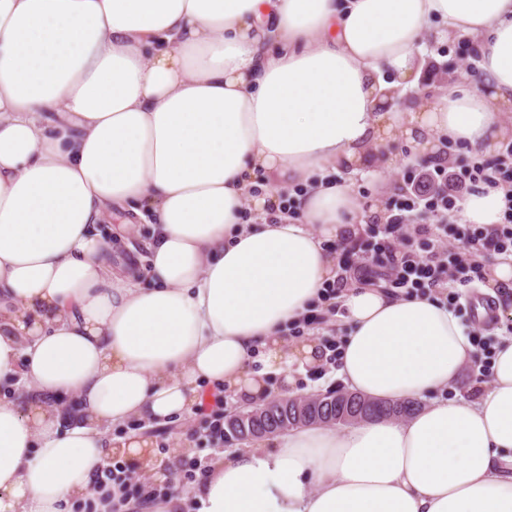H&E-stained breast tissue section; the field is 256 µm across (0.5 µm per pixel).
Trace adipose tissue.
Masks as SVG:
<instances>
[{"label":"adipose tissue","mask_w":512,"mask_h":512,"mask_svg":"<svg viewBox=\"0 0 512 512\" xmlns=\"http://www.w3.org/2000/svg\"><path fill=\"white\" fill-rule=\"evenodd\" d=\"M427 33L467 38L479 70L417 103ZM509 108L512 0H0V512H69L130 417L193 413L206 386L259 401L322 364L286 332L336 279L329 244L359 236L333 172L442 136L489 154ZM287 186L299 216L270 223ZM458 207L491 229L504 193ZM115 208L150 230L149 285L104 260ZM336 301L347 389L418 410L217 458L198 512H512V335L488 384L433 401L475 351L461 319L377 288Z\"/></svg>","instance_id":"1"}]
</instances>
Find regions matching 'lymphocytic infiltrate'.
<instances>
[{
  "instance_id": "f902f5d3",
  "label": "lymphocytic infiltrate",
  "mask_w": 512,
  "mask_h": 512,
  "mask_svg": "<svg viewBox=\"0 0 512 512\" xmlns=\"http://www.w3.org/2000/svg\"><path fill=\"white\" fill-rule=\"evenodd\" d=\"M505 191L500 227L485 231L475 224H455L449 216L463 192L479 186ZM394 213L378 225L375 242L360 245L361 260L340 266L327 295H336L349 278L370 280L369 257L383 256V288L398 296L427 294L449 282L454 286L448 304L460 309L465 292L486 279L485 259L490 254H512V139L503 143L496 163L475 161L456 171L445 167L423 175L405 199L395 202ZM93 489L112 512H130L126 478L121 469L103 467L93 475Z\"/></svg>"
}]
</instances>
